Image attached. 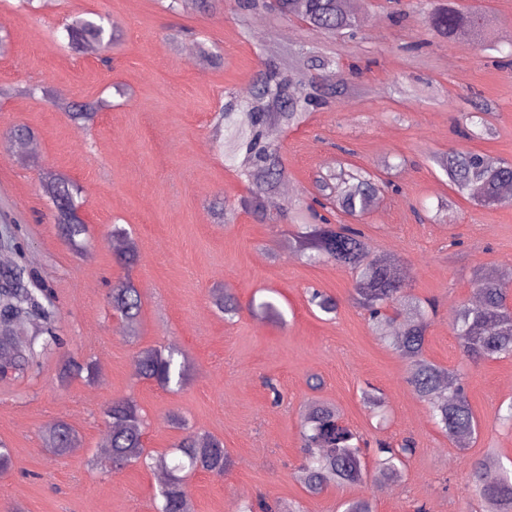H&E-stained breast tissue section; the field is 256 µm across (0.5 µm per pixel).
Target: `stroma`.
Segmentation results:
<instances>
[{
    "mask_svg": "<svg viewBox=\"0 0 512 512\" xmlns=\"http://www.w3.org/2000/svg\"><path fill=\"white\" fill-rule=\"evenodd\" d=\"M387 0H359L364 37L338 43L295 21L244 27L229 13L189 7L179 13L161 0H0L8 37L0 53V270L24 262L48 291L63 343L28 379L0 378V441L13 465L0 472V512H156L159 476L142 464L115 471L100 460L113 399L136 400L147 420L145 445L165 451L190 429L221 438L232 461L223 477L196 473L187 483L194 512H236L262 500L284 512H338L367 497L373 512H483L467 486V458L494 450L512 458V428L497 409L512 402V358L462 363L451 333L454 312L472 301V279L485 269H512V205L487 208L454 193L428 156L464 148L512 161V66L500 67L462 39L429 33L418 15L388 14ZM89 12L106 14L117 39L105 52L64 48L65 25ZM314 40L359 66L352 91L312 113L300 127L270 130L288 169V202L311 201L315 174L346 162L381 171L395 165V185L366 217L372 253H391L413 295L437 303L425 354L462 369L480 424L460 453L438 429L427 405L406 382V362L370 328L353 300L355 275L333 262L309 265L290 253L292 229L264 224L242 208L247 186L225 165L213 133L227 92L245 94L263 62L288 46ZM221 55L206 63L203 51ZM491 108V137L457 133L468 100ZM102 100L92 124L70 119L59 105ZM34 132V148L19 150L10 130ZM65 173L83 190L80 215L86 248L60 236L41 181ZM231 223H217L221 209ZM133 232L139 260L116 261L110 230ZM132 277L142 300L136 337L125 336L108 303L112 287ZM336 298L337 315L308 303L309 289ZM234 295L241 312L225 320L215 291ZM276 291L283 320L255 313L251 302ZM184 353L191 371L182 388L140 380L136 355L145 348ZM92 363L93 377L61 387L66 357ZM382 393L379 420L361 391ZM313 400L335 404L346 424L368 441L409 438L395 490L376 483L367 465L362 484H333L317 495L300 477L301 416ZM65 421L81 443L64 461L44 444V431Z\"/></svg>",
    "mask_w": 512,
    "mask_h": 512,
    "instance_id": "35a3bbf8",
    "label": "stroma"
}]
</instances>
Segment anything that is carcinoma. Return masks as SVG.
I'll list each match as a JSON object with an SVG mask.
<instances>
[{"mask_svg":"<svg viewBox=\"0 0 512 512\" xmlns=\"http://www.w3.org/2000/svg\"><path fill=\"white\" fill-rule=\"evenodd\" d=\"M189 3L202 11L227 6L244 17L264 14L294 19L310 31L341 39L357 38L365 23L363 17L347 10L345 0H169L166 10L175 13ZM415 12L423 26L437 36L451 41L458 33L466 32L478 49L501 51V42L486 37L489 19L479 9H464L456 0H416ZM65 39L68 48L75 51L107 49L113 41L112 25L106 16L93 13L67 26ZM348 92V78L340 58L314 42L296 48L286 67L273 61L264 63L253 79L251 92L241 98L230 97L224 111L218 114L215 127H224V158L248 185V196L242 201L246 210L263 221L287 218L298 226L292 237L293 247L308 264L330 260L355 270L354 299L366 311L372 329L407 362L406 382L428 405L433 420L450 440L465 448L479 430L467 397L465 376L426 357V332L434 306L410 293L398 272L396 259L388 254L370 253L365 235L356 224L313 223L317 213L310 205L290 203L286 211L274 216L266 208L268 196L288 179L281 147L268 138L269 131L274 127L297 128L310 113L331 106ZM469 104L472 112L467 119L473 129L467 136L474 139L490 134L489 105L476 100ZM62 108L78 121H90L100 110L94 102H65ZM430 159L443 171L454 191L475 204L491 207L512 203L501 192L503 185L512 184L509 161L457 149L432 154ZM391 187L393 182L387 177L361 167H343L329 178L316 180L314 203L360 220ZM42 188L57 211L70 245L82 247L80 236L86 233V225L76 204L81 187L64 173H49ZM111 236L124 242L120 260L129 267L134 265V238L120 228L114 229ZM472 288L479 303H461L451 327L462 358L477 362L511 357L512 275L495 270L478 272ZM212 299L230 318L241 310L232 295L215 292ZM47 300L46 290L36 287L22 263L0 277L1 377H25L60 345V337L49 331L53 310ZM309 303L324 314H334L338 308L333 297L319 290L310 292ZM110 305L125 327L135 330L141 298L131 280L112 289ZM136 361L139 376L162 388L183 384L190 371L188 359L173 349L165 353L146 348L137 354ZM84 370L94 372L93 365L69 357L61 367L60 380L64 383ZM105 416L109 432L103 447L109 451L112 467L122 469L142 463L164 472L157 512H184L190 474L203 471L221 478L230 466L224 442L209 433L185 432L172 448L174 458L167 451L148 452L144 444L146 423L131 397L112 400ZM301 441V470L309 493L318 494L331 484H356L364 479L366 464L361 439L345 425L335 405L320 401L308 404ZM44 444L55 459L64 460L79 444V437L67 422L59 421L46 430ZM413 451L408 439L397 447L386 441L376 442L373 452L377 458V480L387 487L397 485L403 460ZM468 479L486 512H512V464L506 465L489 450L468 458Z\"/></svg>","mask_w":512,"mask_h":512,"instance_id":"cac0c4a2","label":"carcinoma"}]
</instances>
